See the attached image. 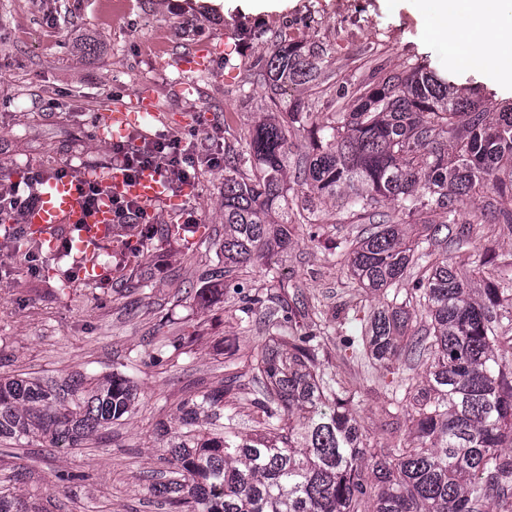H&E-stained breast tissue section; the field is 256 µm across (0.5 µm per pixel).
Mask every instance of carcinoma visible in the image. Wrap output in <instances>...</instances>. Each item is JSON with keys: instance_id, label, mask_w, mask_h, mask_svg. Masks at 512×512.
<instances>
[{"instance_id": "carcinoma-1", "label": "carcinoma", "mask_w": 512, "mask_h": 512, "mask_svg": "<svg viewBox=\"0 0 512 512\" xmlns=\"http://www.w3.org/2000/svg\"><path fill=\"white\" fill-rule=\"evenodd\" d=\"M265 43L247 70L270 112L245 143L224 144V265L202 279L238 295L239 326L258 317L276 349L247 357L252 432L224 414L226 389L197 393L180 407L170 448L182 480L147 490L174 512H512V336L500 333L512 322V283L461 244L451 258L435 251L451 224H512V105L486 107L424 62L389 69L374 51L368 77L338 86L326 115L298 104L283 112L288 86L331 78L328 45L293 41L286 26ZM294 131L306 132L308 150L290 177ZM295 184L300 223H318L332 200L338 223L365 225L340 256L376 304L364 332L340 344L391 376L381 412L405 427L394 447L361 429L357 390L321 360L326 337L309 306L289 305L275 272L267 286L247 279L249 266L288 247ZM66 390L77 400L0 376V441L75 448L137 395L116 374L81 375ZM0 512L40 510L0 490Z\"/></svg>"}]
</instances>
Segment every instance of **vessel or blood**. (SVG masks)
<instances>
[{
  "label": "vessel or blood",
  "mask_w": 512,
  "mask_h": 512,
  "mask_svg": "<svg viewBox=\"0 0 512 512\" xmlns=\"http://www.w3.org/2000/svg\"><path fill=\"white\" fill-rule=\"evenodd\" d=\"M163 113L148 107L142 95H132L129 102L120 103L101 112L96 122L97 139L105 143L119 141L133 131H145L164 123ZM104 179L109 187L95 208H87L78 188L79 180L47 177L39 190V200L28 210L23 219L25 234L48 247H55L59 229L75 231L73 249L76 258L82 259L89 279L101 274L97 264L105 246L112 240L115 215L113 197H124L139 202L145 211L155 205H173L177 199L171 193L168 180L152 169H146L136 178H127L119 168L107 172L86 169L81 173L85 180Z\"/></svg>",
  "instance_id": "vessel-or-blood-1"
}]
</instances>
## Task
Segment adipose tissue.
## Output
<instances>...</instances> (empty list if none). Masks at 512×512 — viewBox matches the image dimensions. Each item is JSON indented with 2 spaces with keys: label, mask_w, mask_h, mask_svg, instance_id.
<instances>
[{
  "label": "adipose tissue",
  "mask_w": 512,
  "mask_h": 512,
  "mask_svg": "<svg viewBox=\"0 0 512 512\" xmlns=\"http://www.w3.org/2000/svg\"><path fill=\"white\" fill-rule=\"evenodd\" d=\"M505 0H437L442 41L468 59L493 58L512 71V11Z\"/></svg>",
  "instance_id": "obj_1"
}]
</instances>
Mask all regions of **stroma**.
I'll use <instances>...</instances> for the list:
<instances>
[{
    "label": "stroma",
    "mask_w": 512,
    "mask_h": 512,
    "mask_svg": "<svg viewBox=\"0 0 512 512\" xmlns=\"http://www.w3.org/2000/svg\"><path fill=\"white\" fill-rule=\"evenodd\" d=\"M439 25L432 0H0V180L20 182L29 169L48 172L66 160L108 169L112 147L95 136L100 104L141 91L167 115L150 137L185 132L183 117L195 114L201 162L195 192L178 212L155 207L154 238L116 226L97 282L70 274L71 257L45 253L39 274L30 275L24 251L0 239V375L60 386L77 374L117 373L138 387L131 413L79 447L0 444L1 488L34 496L41 512H171L143 481L175 476L168 462L174 438L159 436V426H176L182 403L222 387L228 373L247 390L248 368L230 363L228 354L265 345L261 324L239 327L231 316L237 297L223 290L211 291L207 307L196 302L203 272L224 259V169L208 159L243 139L267 109L264 88L239 90L248 62L267 46L259 36L241 39L238 29L260 34L285 26L296 40L315 34L329 45L335 82L289 87L287 106L322 109L336 81L357 74L373 46L391 67L419 59L478 86L485 101L511 104L512 77H502L495 62L464 64L448 55ZM213 48L219 55L210 69L196 72L192 90L184 91L177 59ZM191 222L203 225L206 240L188 237ZM290 230L277 256L279 273L328 319L329 336L359 335L351 305L360 288L334 248L359 235L360 225L327 216ZM469 242L475 256L493 254L512 274V226L483 225ZM179 340L188 357L156 363L160 349ZM345 371L357 384L361 425L398 444L376 413L383 397L378 370L350 363Z\"/></svg>",
    "instance_id": "1"
}]
</instances>
